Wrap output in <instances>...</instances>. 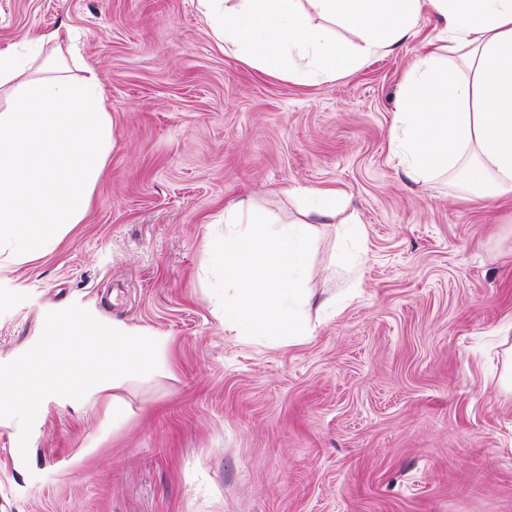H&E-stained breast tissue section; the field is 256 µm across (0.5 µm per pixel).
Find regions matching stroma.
I'll use <instances>...</instances> for the list:
<instances>
[{
    "mask_svg": "<svg viewBox=\"0 0 512 512\" xmlns=\"http://www.w3.org/2000/svg\"><path fill=\"white\" fill-rule=\"evenodd\" d=\"M48 30L97 75L114 148L55 253L0 260V364L76 305L155 339L158 367L46 397L24 454L0 419V512H512V209L415 184L387 150L437 20L307 84L225 50L198 0H0L1 50ZM292 187L345 193L306 282L336 310L291 344L230 335L209 265L224 205L293 224ZM350 220L366 238L348 272Z\"/></svg>",
    "mask_w": 512,
    "mask_h": 512,
    "instance_id": "obj_1",
    "label": "stroma"
}]
</instances>
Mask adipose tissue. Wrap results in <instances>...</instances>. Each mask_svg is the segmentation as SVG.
<instances>
[{
  "label": "adipose tissue",
  "mask_w": 512,
  "mask_h": 512,
  "mask_svg": "<svg viewBox=\"0 0 512 512\" xmlns=\"http://www.w3.org/2000/svg\"><path fill=\"white\" fill-rule=\"evenodd\" d=\"M225 48L295 82L335 76L404 41L426 14L439 34L402 79L388 151L421 184L463 175L470 196L512 199V0H200ZM355 34L340 41L334 25ZM114 146L96 76L72 75L60 34L0 51V254L54 252L84 223Z\"/></svg>",
  "instance_id": "1"
}]
</instances>
